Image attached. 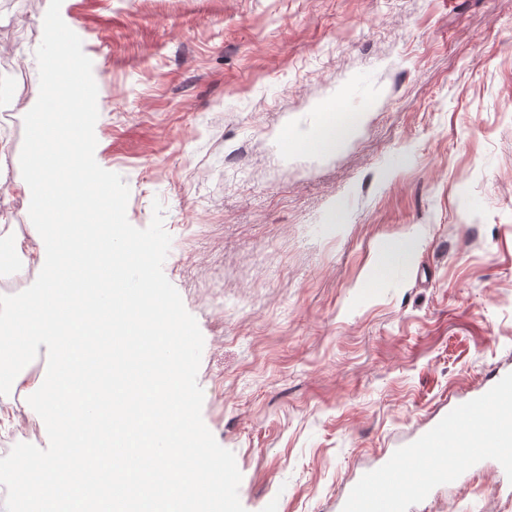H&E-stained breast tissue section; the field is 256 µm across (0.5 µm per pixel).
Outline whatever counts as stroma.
Here are the masks:
<instances>
[{
    "label": "stroma",
    "mask_w": 512,
    "mask_h": 512,
    "mask_svg": "<svg viewBox=\"0 0 512 512\" xmlns=\"http://www.w3.org/2000/svg\"><path fill=\"white\" fill-rule=\"evenodd\" d=\"M49 0L0 13V211L27 226L24 106ZM95 159L153 201L204 338L202 419L246 512L350 484L512 373V0H63ZM334 150H317L330 132ZM411 512H512L483 460Z\"/></svg>",
    "instance_id": "obj_1"
}]
</instances>
